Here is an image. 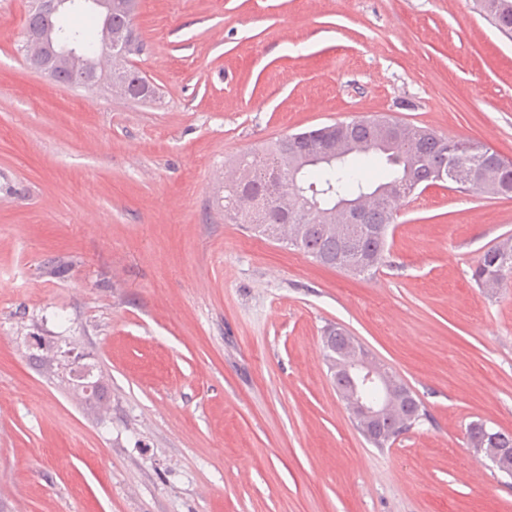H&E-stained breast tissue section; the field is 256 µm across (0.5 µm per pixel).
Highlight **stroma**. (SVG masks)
Here are the masks:
<instances>
[{
    "mask_svg": "<svg viewBox=\"0 0 512 512\" xmlns=\"http://www.w3.org/2000/svg\"><path fill=\"white\" fill-rule=\"evenodd\" d=\"M0 0V512H512L470 422L512 431V278H471L512 198H402L386 260L328 268L224 217L247 151L384 118L512 159V38L475 0H139L142 103L64 89ZM348 330L427 412L390 446L350 418ZM104 381L86 405L56 362Z\"/></svg>",
    "mask_w": 512,
    "mask_h": 512,
    "instance_id": "35a3bbf8",
    "label": "stroma"
}]
</instances>
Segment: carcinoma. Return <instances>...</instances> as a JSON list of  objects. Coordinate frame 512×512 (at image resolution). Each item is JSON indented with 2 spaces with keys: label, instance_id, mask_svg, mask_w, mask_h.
<instances>
[{
  "label": "carcinoma",
  "instance_id": "obj_1",
  "mask_svg": "<svg viewBox=\"0 0 512 512\" xmlns=\"http://www.w3.org/2000/svg\"><path fill=\"white\" fill-rule=\"evenodd\" d=\"M477 5L495 27L504 35L512 37V0H476ZM138 0H112V32L121 38L129 39L130 47L119 49L115 56L120 63L112 67V79L122 81L133 91L132 98L147 100L153 96L154 88L138 69L130 64V57L139 54L143 44L134 28V15ZM50 17L43 13L39 0H33L28 11L25 31L45 28ZM381 120H361L352 123L351 134L354 138L374 144L369 151L346 156L340 162H319L304 166L296 173L297 185L312 195L311 188L320 194L316 197L319 210L327 211L338 200H352L363 192L385 190L402 182H409L417 187H428L439 183V171L448 168L451 143L465 144L466 140H456L439 136L420 126L405 125L406 133L417 137L413 146L404 142H393L383 147L375 145L377 131ZM328 126L309 129L286 135L275 141L260 153L243 155L237 165L241 170L240 180L224 186V215L236 214L235 198L240 193H248L253 198L263 201L267 197V183L277 181L283 186H290L289 167L285 159L294 151H313L322 147L324 131ZM385 157L390 166L388 172L378 183L373 184L364 174V163L377 157ZM395 204L382 202L364 216L366 232L355 240L334 235L323 234L317 229L321 215L309 214L303 224L296 249L312 257L317 263L339 269L352 275H371L383 265L386 258L388 231L393 223ZM279 222V217L268 209L261 220L252 221L253 232L261 237H270L272 226ZM512 275V239H505L488 248L472 269V279L484 289L494 288L504 278ZM352 340L344 329L330 327L324 332V350L331 377L336 383V391H346L344 379L338 376L336 367L342 361L346 343ZM392 389L400 401V414L393 420L383 422L380 431L381 440L372 439L377 448H383L394 442L400 435L419 424L426 416L422 403L399 378L394 377ZM468 439L471 447L511 448L512 438L483 421H474L468 427Z\"/></svg>",
  "mask_w": 512,
  "mask_h": 512
}]
</instances>
